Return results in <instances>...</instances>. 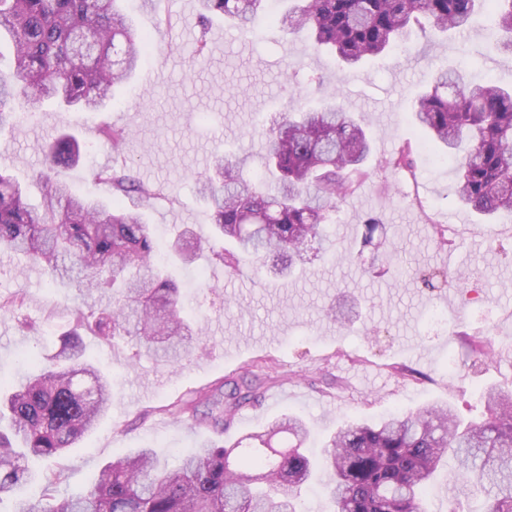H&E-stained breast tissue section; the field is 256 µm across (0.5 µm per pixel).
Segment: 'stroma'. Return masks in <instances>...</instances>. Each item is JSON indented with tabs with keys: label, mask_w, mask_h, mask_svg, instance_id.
Returning a JSON list of instances; mask_svg holds the SVG:
<instances>
[{
	"label": "stroma",
	"mask_w": 512,
	"mask_h": 512,
	"mask_svg": "<svg viewBox=\"0 0 512 512\" xmlns=\"http://www.w3.org/2000/svg\"><path fill=\"white\" fill-rule=\"evenodd\" d=\"M170 17L171 26L159 20ZM134 24L160 45L137 75L96 112H71L47 101L14 128L0 131V167L41 202L34 174L61 128L82 144V160L68 173L73 189L105 196L88 172L124 162L162 188L148 221L165 258L177 228L208 233V209L195 180L216 154L240 160L245 175L262 178L261 132L290 101L307 108L329 97L362 115L372 136L370 176L342 199L324 241L313 243L292 275L265 267L227 274L223 264L199 260L170 270L183 285L185 315L202 319L204 332L189 345L182 365L155 361L133 342L82 335L86 358L112 383V408L70 453L60 495L90 486L100 470L131 448L161 450L170 464L201 441L232 442L263 430L283 412L299 414L313 447L351 418L382 416L448 403L461 420L484 417L481 391L512 390V217L486 220L454 194L455 170L424 144L410 120L411 105L431 88L441 66H457L479 80L512 85V56L488 39L490 17L479 12L468 29L434 36L415 33L402 48L341 68L327 51H315L306 35L282 32L272 20L256 32L226 34L223 19L202 30L196 0H155L135 11ZM204 55H196L199 41ZM104 125L131 137L120 152L99 140ZM414 147V174L385 162L403 142ZM371 217L382 227L372 242L362 228ZM449 231L440 246L434 230ZM454 273L432 290L429 273ZM19 299L0 315V379L27 371V358L55 353L74 306L106 305L107 297H83L68 280L52 278L20 254L0 252V301ZM356 305L341 328L324 315L338 301ZM445 329L428 328L431 315ZM492 341L493 357L474 352L465 336ZM277 376L274 386L247 401L223 431L171 413L172 404L197 392L232 390L252 378Z\"/></svg>",
	"instance_id": "35a3bbf8"
}]
</instances>
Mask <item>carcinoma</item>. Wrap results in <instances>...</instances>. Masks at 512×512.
<instances>
[{"label":"carcinoma","instance_id":"obj_1","mask_svg":"<svg viewBox=\"0 0 512 512\" xmlns=\"http://www.w3.org/2000/svg\"><path fill=\"white\" fill-rule=\"evenodd\" d=\"M122 2L0 0V40L9 38L13 49L11 69L0 71V130L20 120V104L54 99L67 110L94 112L112 102L115 88L155 46L153 35L131 25ZM267 2L197 0V17H222L247 30ZM482 8L491 17L494 47L512 54V0H299L281 22L353 67L408 44L414 27L460 32ZM411 120L454 162L464 206L485 218L512 216V87L441 68L434 86L414 99ZM97 135L117 151L129 131L111 126ZM262 136L272 183L244 176L238 162L222 155L196 181L216 236L236 249H218L188 227L170 244L183 265L207 251L230 275L268 254L291 262L324 236L336 201L368 178L370 139L341 103L293 108ZM411 151L403 143L387 166L411 169ZM79 156L70 134L49 143L37 173L43 188L37 208L0 171V250L22 253L88 294L112 289L108 307L74 309L58 354L16 382L0 380V498H14L13 512H299L302 488L317 479L328 489L331 512H428L427 487L450 458L451 480L475 498L478 512H512V393L493 388L482 394L486 418L478 424H462L446 404L377 422L353 420L330 434L316 457L304 448L306 423L286 414L267 436L248 435L256 446L206 441L174 467L157 449L137 448L105 465L85 494L57 499L67 478L66 452L112 403L110 382L84 359L81 331L92 324L104 339L129 338L172 364L203 334L201 321L183 315L179 287L155 257L145 212L157 189L122 164L91 171L108 197L78 196L65 173ZM254 391L249 383L244 394L236 387L205 397L210 418L230 426ZM278 434L291 444L272 447ZM31 456L49 466L34 474ZM29 483L39 484L37 496L23 492Z\"/></svg>","mask_w":512,"mask_h":512}]
</instances>
